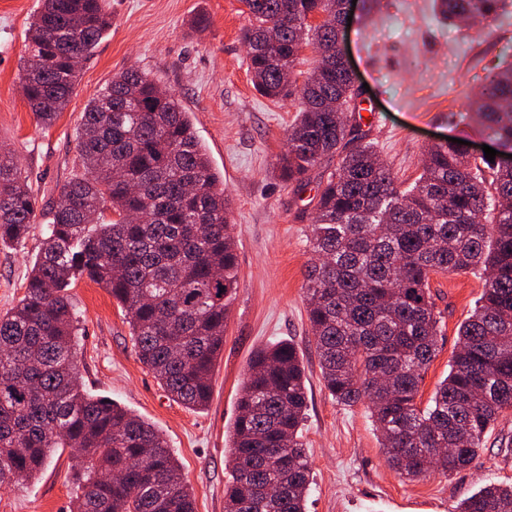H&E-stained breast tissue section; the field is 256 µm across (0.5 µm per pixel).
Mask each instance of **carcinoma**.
Instances as JSON below:
<instances>
[{"label": "carcinoma", "mask_w": 512, "mask_h": 512, "mask_svg": "<svg viewBox=\"0 0 512 512\" xmlns=\"http://www.w3.org/2000/svg\"><path fill=\"white\" fill-rule=\"evenodd\" d=\"M252 83L297 98L282 181L317 184L310 216L316 260L305 273L308 322L325 388L367 404L387 463L409 479L472 466L495 421L512 411V167L446 141L426 151L406 190L360 124L340 116L362 91L339 58L344 0H242ZM107 0H40L20 80L37 123L51 127L112 26ZM504 0H440L448 20H489ZM314 70L298 82L300 44ZM512 152V63L490 77L466 113ZM82 170L48 209L23 296L0 315V486L35 478L73 448L75 512H195L166 438L79 378L80 315L68 294L86 278L125 313L140 361L167 393L202 409L224 348L237 289L228 198L189 113L147 74L128 69L88 102L77 136ZM112 211L116 218L106 217ZM36 198L12 151L0 147V245H18ZM480 272L483 291L458 329L450 371L417 403L435 356L434 276ZM305 373L291 342L257 350L233 425L225 512H305L311 468L303 443ZM449 448L443 456L437 449ZM460 512H512V485L487 483Z\"/></svg>", "instance_id": "cac0c4a2"}]
</instances>
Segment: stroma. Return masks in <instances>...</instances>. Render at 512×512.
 <instances>
[{"instance_id":"stroma-1","label":"stroma","mask_w":512,"mask_h":512,"mask_svg":"<svg viewBox=\"0 0 512 512\" xmlns=\"http://www.w3.org/2000/svg\"><path fill=\"white\" fill-rule=\"evenodd\" d=\"M112 28L80 71L73 95L49 129H42L21 88L20 63L29 54L27 30L39 0H0V143L13 150L40 208L79 168L76 137L87 101L116 73L136 68L178 98L231 200L237 241V293L224 330V350L211 382L207 410L172 401L139 361L129 325L110 292L89 280L70 294L82 319L81 380L153 424L182 465L197 512H224L230 478V434L238 393L258 348L292 341L307 377L303 440L311 467L306 512H458L460 502L493 481L512 483V412L486 437L477 463L451 474L432 471L409 481L382 453L366 404L344 407L324 388L306 312L304 272L311 261L309 216L313 184L298 188L273 169L298 110L293 99L272 100L253 87L242 32L250 16L242 0H108ZM205 28L190 25L193 16ZM341 45L358 83L362 128L401 186L421 172L435 142L458 137L480 150L488 141L472 121L452 123L477 95L485 76L512 62V6L486 26L443 20L434 0H356ZM42 224L26 242L0 247V314L24 292L40 250ZM442 316L438 353L420 390L428 401L448 374L457 329L480 298L472 274L431 281ZM74 451L61 448L38 477L0 487V512H73Z\"/></svg>"}]
</instances>
